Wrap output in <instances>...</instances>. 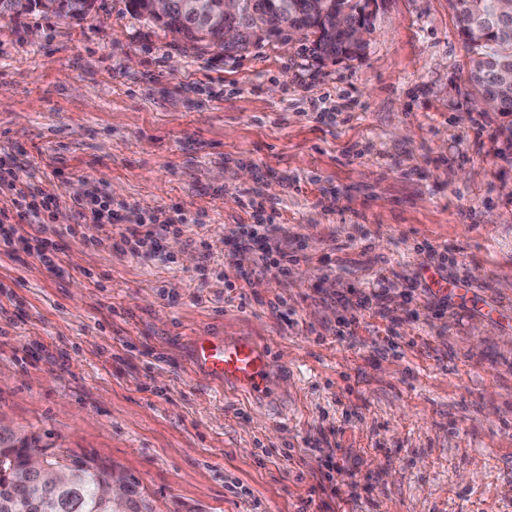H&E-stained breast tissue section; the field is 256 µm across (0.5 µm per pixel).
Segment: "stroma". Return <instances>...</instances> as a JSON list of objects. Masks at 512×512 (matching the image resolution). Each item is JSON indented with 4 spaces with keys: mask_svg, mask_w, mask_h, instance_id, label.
I'll list each match as a JSON object with an SVG mask.
<instances>
[{
    "mask_svg": "<svg viewBox=\"0 0 512 512\" xmlns=\"http://www.w3.org/2000/svg\"><path fill=\"white\" fill-rule=\"evenodd\" d=\"M368 40L227 58L127 0L0 19V424L155 512H512V115L449 0H381ZM129 220L163 250H113ZM253 232L269 264L226 262ZM207 336L269 353L264 398L194 368ZM73 201V205L80 209L79 212L83 216H86V212H88L92 221L100 224H112V209L104 198L90 195L85 198H75Z\"/></svg>",
    "mask_w": 512,
    "mask_h": 512,
    "instance_id": "obj_1",
    "label": "stroma"
}]
</instances>
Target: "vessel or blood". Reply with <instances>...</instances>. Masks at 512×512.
<instances>
[{"instance_id": "1", "label": "vessel or blood", "mask_w": 512, "mask_h": 512, "mask_svg": "<svg viewBox=\"0 0 512 512\" xmlns=\"http://www.w3.org/2000/svg\"><path fill=\"white\" fill-rule=\"evenodd\" d=\"M194 364L210 376L244 387L254 395L268 388V360L247 339L228 343L221 339H201L195 348Z\"/></svg>"}]
</instances>
